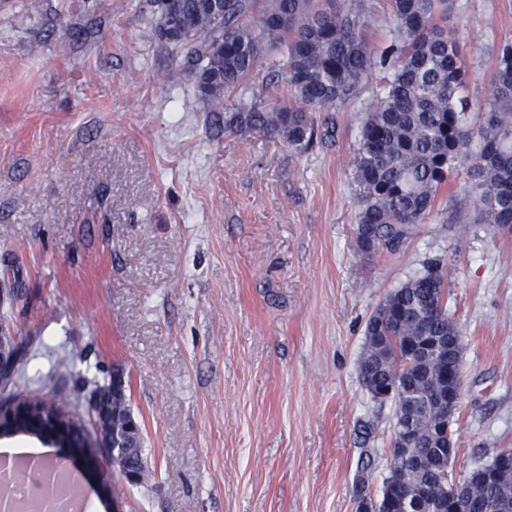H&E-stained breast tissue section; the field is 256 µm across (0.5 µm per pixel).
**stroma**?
<instances>
[{"label":"stroma","instance_id":"35a3bbf8","mask_svg":"<svg viewBox=\"0 0 512 512\" xmlns=\"http://www.w3.org/2000/svg\"><path fill=\"white\" fill-rule=\"evenodd\" d=\"M151 11L0 0V331L45 397L83 411L86 372L121 380L147 465L112 478L125 512H355L367 453L379 494L396 406L362 384L365 327L431 258L461 328L452 470L512 448V234L454 222L466 172L399 255L364 252L353 158L375 89L302 155L216 135ZM448 32L476 127L512 0H456Z\"/></svg>","mask_w":512,"mask_h":512}]
</instances>
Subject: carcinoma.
<instances>
[{
    "mask_svg": "<svg viewBox=\"0 0 512 512\" xmlns=\"http://www.w3.org/2000/svg\"><path fill=\"white\" fill-rule=\"evenodd\" d=\"M394 37L377 47L368 29L378 21L368 0H181L171 14L153 0L154 30L164 27L166 48L184 56L199 96L222 117L218 131L278 137L305 154L336 139L330 116L357 104L379 73V104L363 113L354 178L362 187L357 231L363 250L395 256L415 224L431 214L451 173L470 164L478 207L457 210L465 224L512 226V40L499 47L486 118L463 125L468 70L458 43L447 34L454 0H387ZM282 77L291 106L268 107L248 83L260 67ZM233 97L226 104L227 97ZM447 267L432 259L420 275L390 292L368 319L361 359L369 394L392 385L397 406L394 441L400 465L388 467L369 512H512V470L491 475L479 463L454 484L449 470L454 437L441 428L450 387L442 369L461 362V330L446 301ZM98 396L94 427L112 426L126 400L97 375L83 377ZM126 448L104 449L119 470L145 471L139 435Z\"/></svg>",
    "mask_w": 512,
    "mask_h": 512,
    "instance_id": "carcinoma-1",
    "label": "carcinoma"
}]
</instances>
